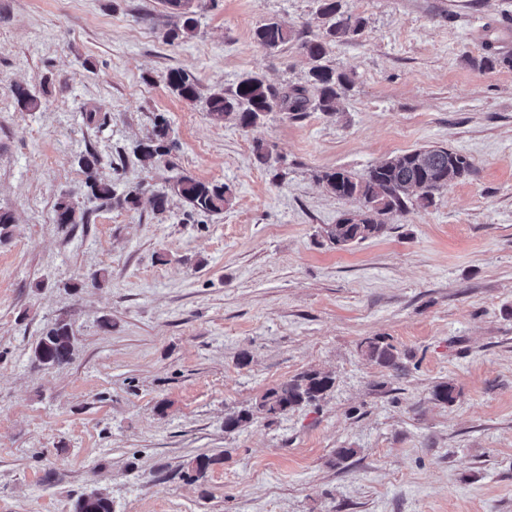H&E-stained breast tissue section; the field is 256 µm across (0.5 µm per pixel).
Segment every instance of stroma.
Masks as SVG:
<instances>
[{
    "mask_svg": "<svg viewBox=\"0 0 512 512\" xmlns=\"http://www.w3.org/2000/svg\"><path fill=\"white\" fill-rule=\"evenodd\" d=\"M340 3L365 27L323 59L353 80L337 112L245 129L213 122L206 99L255 74L307 85L317 0H197L176 40L183 20L159 0H0V210L15 220L0 242V512H72L95 490L112 512H512V68L479 66L512 56V0ZM270 20L298 40L258 45ZM172 69L195 100L167 87ZM18 85L39 110L20 109ZM159 115L177 147L146 168L132 148ZM433 145L474 173L379 237L326 242L357 203L323 171ZM86 151L142 196L67 232L54 204L84 199ZM181 175L228 185L232 204L193 213L172 195L156 213L152 191ZM62 313L71 360L34 367ZM375 337L403 371L363 355ZM314 370L334 378L317 404L225 429ZM200 454L214 463L190 478ZM166 83L173 93L186 100L197 97L195 80L180 70H171L166 75Z\"/></svg>",
    "mask_w": 512,
    "mask_h": 512,
    "instance_id": "35a3bbf8",
    "label": "stroma"
}]
</instances>
